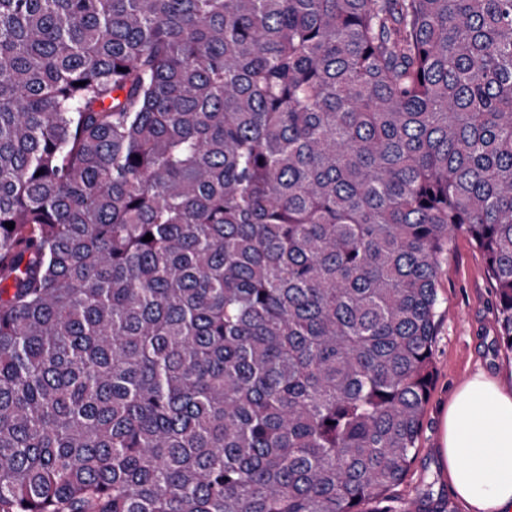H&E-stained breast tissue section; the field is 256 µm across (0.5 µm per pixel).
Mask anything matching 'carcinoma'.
Returning a JSON list of instances; mask_svg holds the SVG:
<instances>
[{"mask_svg": "<svg viewBox=\"0 0 512 512\" xmlns=\"http://www.w3.org/2000/svg\"><path fill=\"white\" fill-rule=\"evenodd\" d=\"M458 232L512 0H0V512H421Z\"/></svg>", "mask_w": 512, "mask_h": 512, "instance_id": "cac0c4a2", "label": "carcinoma"}]
</instances>
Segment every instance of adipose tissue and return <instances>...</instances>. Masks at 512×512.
<instances>
[{
  "label": "adipose tissue",
  "mask_w": 512,
  "mask_h": 512,
  "mask_svg": "<svg viewBox=\"0 0 512 512\" xmlns=\"http://www.w3.org/2000/svg\"><path fill=\"white\" fill-rule=\"evenodd\" d=\"M440 450L473 512H512V394L476 374L448 404Z\"/></svg>",
  "instance_id": "ef3b65f1"
}]
</instances>
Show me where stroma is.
Listing matches in <instances>:
<instances>
[{"label": "stroma", "instance_id": "1", "mask_svg": "<svg viewBox=\"0 0 512 512\" xmlns=\"http://www.w3.org/2000/svg\"><path fill=\"white\" fill-rule=\"evenodd\" d=\"M439 317L432 348L434 375L418 448L401 497L422 502L426 512H469L452 491L440 463L441 424L453 394L475 374L512 393V355L498 342L496 295L482 252L456 234L438 277Z\"/></svg>", "mask_w": 512, "mask_h": 512}]
</instances>
